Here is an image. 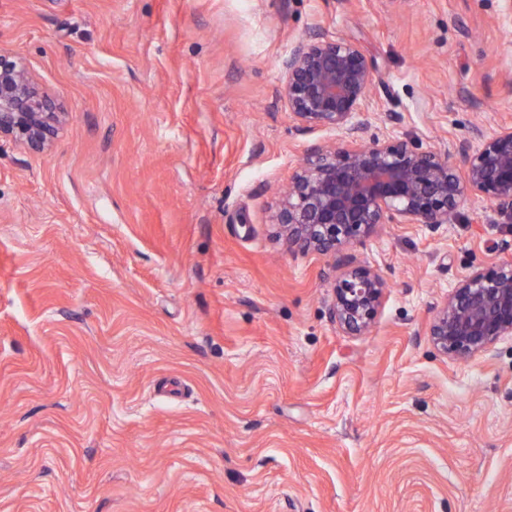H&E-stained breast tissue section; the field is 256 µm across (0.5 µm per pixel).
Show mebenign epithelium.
I'll list each match as a JSON object with an SVG mask.
<instances>
[{"instance_id": "7a95c632", "label": "benign epithelium", "mask_w": 512, "mask_h": 512, "mask_svg": "<svg viewBox=\"0 0 512 512\" xmlns=\"http://www.w3.org/2000/svg\"><path fill=\"white\" fill-rule=\"evenodd\" d=\"M282 71L281 93L297 131L332 128L341 138L307 154L279 200L274 224L289 246L326 256L339 269L332 313L345 331H367L387 288L376 269L344 254L348 245L383 224H450L468 197L490 202L512 223V126L492 136L473 129L457 147L460 171L449 154L408 138H366L355 115L367 111L378 76L357 43L313 34L295 44ZM63 116L23 61L0 49V141L43 151ZM429 336L459 360L511 337L512 262L473 269L437 308Z\"/></svg>"}]
</instances>
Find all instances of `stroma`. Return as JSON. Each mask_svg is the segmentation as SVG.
Listing matches in <instances>:
<instances>
[{"mask_svg": "<svg viewBox=\"0 0 512 512\" xmlns=\"http://www.w3.org/2000/svg\"><path fill=\"white\" fill-rule=\"evenodd\" d=\"M314 33L373 61L369 136L512 124V0H0L66 112L48 150L0 142V512H512V338L429 336L512 224L471 197L349 245L388 282L361 335L332 260L274 234L340 139L280 93Z\"/></svg>", "mask_w": 512, "mask_h": 512, "instance_id": "1", "label": "stroma"}]
</instances>
